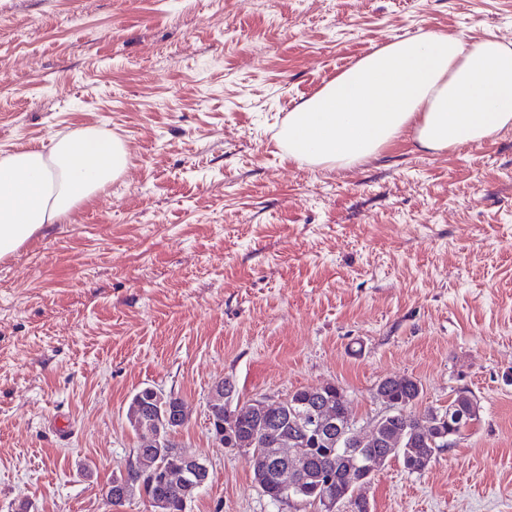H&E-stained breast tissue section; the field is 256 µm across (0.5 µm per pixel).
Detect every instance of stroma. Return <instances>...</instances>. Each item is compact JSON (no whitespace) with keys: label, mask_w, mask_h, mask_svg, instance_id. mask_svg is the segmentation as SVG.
I'll use <instances>...</instances> for the list:
<instances>
[{"label":"stroma","mask_w":512,"mask_h":512,"mask_svg":"<svg viewBox=\"0 0 512 512\" xmlns=\"http://www.w3.org/2000/svg\"><path fill=\"white\" fill-rule=\"evenodd\" d=\"M421 31L512 39V0H0V155L95 127L127 173L0 260V512H149L104 497L139 438L141 388L189 411L211 479L187 512L271 501L211 434L240 401L380 381L408 414L468 390L477 424L428 467L390 459L371 512H512V130L444 154L410 137L352 169L289 158V112ZM228 396L226 399V402H233L234 408L237 407L236 412H232L230 410V406L228 405L226 407L225 412V420L232 424L233 421L237 418L240 411L242 410V405L239 403V396L235 387V384L230 381L229 379H224V384H221V382H218L211 390L209 397H208V404L211 408L210 418H209V426L211 433L215 436L216 439H218L224 447H229L228 440L226 438L227 432H228V424L224 422V412L219 414V419L216 420L214 417L215 412L220 409V406H217L219 404L224 403V397ZM225 435V438H224Z\"/></svg>","instance_id":"1"}]
</instances>
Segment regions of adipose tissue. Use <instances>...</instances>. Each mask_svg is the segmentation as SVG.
<instances>
[{"mask_svg":"<svg viewBox=\"0 0 512 512\" xmlns=\"http://www.w3.org/2000/svg\"><path fill=\"white\" fill-rule=\"evenodd\" d=\"M512 128V40L423 31L391 40L329 79L288 114L278 133L294 161L349 169L410 136L440 154L478 145ZM128 165L121 142L83 128L50 152L0 157V259L82 202Z\"/></svg>","mask_w":512,"mask_h":512,"instance_id":"adipose-tissue-1","label":"adipose tissue"}]
</instances>
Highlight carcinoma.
Segmentation results:
<instances>
[{"mask_svg":"<svg viewBox=\"0 0 512 512\" xmlns=\"http://www.w3.org/2000/svg\"><path fill=\"white\" fill-rule=\"evenodd\" d=\"M377 391L384 394L396 406L404 408L413 404L420 395L416 382L409 378H385L377 385ZM338 388L328 386L321 390L317 388H305L295 391L288 399L276 407L267 410L245 413L235 422L231 430L230 439L232 446L256 450L263 443V430L269 424H277L281 433L288 436L299 433V425L303 422L302 413L305 411L306 402L313 397L337 396ZM473 400L469 391L460 389L448 401L445 409H429L420 417L399 415L387 419L381 425L378 437L364 445L355 442L351 437L339 436L333 441L310 437L299 440L301 454L306 460L307 481L304 482V497L314 498V489L317 485L314 477L319 469L330 466L336 461L348 462L357 467L367 461L376 458L388 447L401 449L400 458L405 469L410 473L423 471L442 449L443 440L431 439L432 433L423 430L417 424L421 419L432 422L441 419L449 412L464 415H472ZM128 410L136 417L138 429L144 431L148 422L158 414V406L151 399L149 392L142 388L131 398ZM144 453L150 464L140 466L138 464L128 467L127 472L112 478L107 489L106 501L111 506H121L129 498L137 493L153 508V512H187L188 504L201 491L199 487H193L187 494L178 499H172L167 495L166 489L153 474L157 465H174L183 463L188 458L196 456V453L187 448H180L172 441H167L160 448H135L133 454ZM253 476L262 492L273 490L270 485L271 466L266 458L261 455H251Z\"/></svg>","mask_w":512,"mask_h":512,"instance_id":"obj_1","label":"carcinoma"}]
</instances>
